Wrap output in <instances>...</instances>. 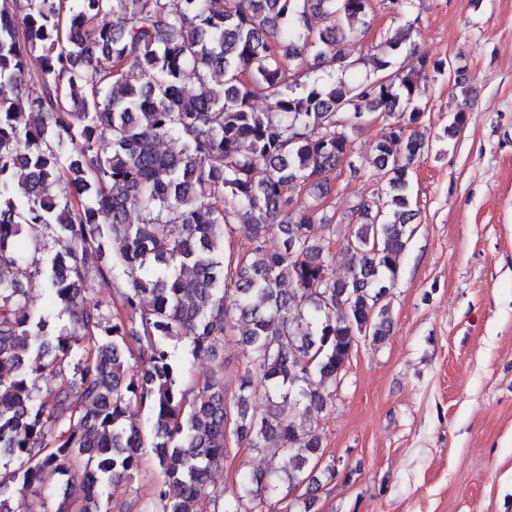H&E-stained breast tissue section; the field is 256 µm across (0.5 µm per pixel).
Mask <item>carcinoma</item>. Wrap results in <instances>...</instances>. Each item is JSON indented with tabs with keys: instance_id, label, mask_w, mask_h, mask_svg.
<instances>
[{
	"instance_id": "carcinoma-1",
	"label": "carcinoma",
	"mask_w": 512,
	"mask_h": 512,
	"mask_svg": "<svg viewBox=\"0 0 512 512\" xmlns=\"http://www.w3.org/2000/svg\"><path fill=\"white\" fill-rule=\"evenodd\" d=\"M381 2L30 0L20 17L0 0V461L18 462L12 481L38 494L83 469L50 512H103L105 487L133 478L146 447L162 480L139 512H201L232 437L293 467L282 477L270 458L219 512H262L282 480L281 512H311L322 440L288 407L325 410L359 341L387 338L382 292L415 216L410 165L430 148L421 75L398 64L407 34L372 59L376 78L346 79L359 62L342 43ZM311 57L323 74L301 83ZM259 84L264 112L252 105ZM400 112L374 147L382 215L354 224L340 280L288 187L328 184L351 152L344 127ZM166 138L181 151L160 150ZM274 228L282 247L268 251ZM26 231L45 253L39 267L24 259ZM233 233L248 241L241 256L224 251ZM109 247L97 274L124 279L123 316L86 295V259ZM34 293L44 309L30 307ZM50 311L69 318L54 334ZM229 327L245 364L232 392ZM180 343L215 361L193 396ZM69 365L72 378L36 395L35 379ZM0 512H29L1 480Z\"/></svg>"
}]
</instances>
